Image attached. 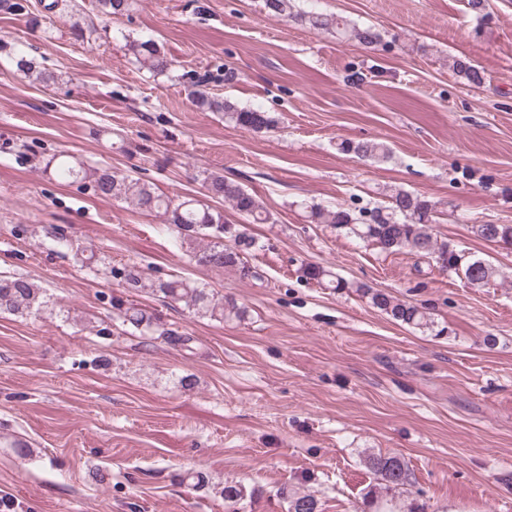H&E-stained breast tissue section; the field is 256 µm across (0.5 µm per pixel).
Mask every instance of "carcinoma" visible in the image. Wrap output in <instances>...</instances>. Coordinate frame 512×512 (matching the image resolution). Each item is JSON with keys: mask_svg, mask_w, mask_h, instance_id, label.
Returning a JSON list of instances; mask_svg holds the SVG:
<instances>
[{"mask_svg": "<svg viewBox=\"0 0 512 512\" xmlns=\"http://www.w3.org/2000/svg\"><path fill=\"white\" fill-rule=\"evenodd\" d=\"M98 12L104 16H119L129 9L128 0H97ZM264 8L277 18H293L315 30H334L340 36L356 40L365 47L380 42V34L373 26L352 25L343 18L326 13L293 12L292 0H264ZM127 51L140 66L154 72L171 66L162 47L153 39H133L126 43ZM453 68L474 86L484 83L483 72L468 61L456 60ZM200 105L214 112H222L235 126L261 133L277 127L278 121L270 113L257 109L240 108L235 103L201 99ZM343 154L358 158L380 160L389 157L390 148L375 140L353 141L344 139L337 144ZM56 176L64 181L76 180L82 169L74 166L67 155L53 160ZM208 194L228 202L232 209L251 224H265L270 215L258 197L240 183L219 173H209L203 179ZM97 192L114 199L131 201L143 212L164 216L165 223L173 226L179 235L180 247L186 249L190 260L196 264L216 269L232 268L243 279L257 277L247 256L256 249L258 242L236 224L224 221V215L214 212L194 197L172 198L159 193L152 185L118 176L110 169L96 172ZM385 201L373 208L351 210L342 206L331 209L311 206L309 218L316 224H332L347 231L362 242L371 243L385 254L403 252L420 258L435 259L448 269L462 271L467 282L484 287L494 278V268L482 259L472 258L450 245L438 242L429 231V225L436 223L435 205L404 188L389 187L384 191ZM474 234L486 241L511 242L512 224H475ZM303 275L329 288L343 290L354 288L362 294H370L371 304L385 312L396 322L414 328L430 329L432 321L423 308L400 302L384 292H373L365 284L349 283L319 265H307ZM130 288H148L155 295L187 307L214 319L242 320L245 310L232 302L224 303L215 299L213 293L196 283L183 278L151 281L143 277L135 267L125 273ZM42 292L28 279L17 275H0V314H40L44 301ZM116 319L123 325L137 331L158 332L169 336L178 344L189 347L191 338L176 336V332L161 328L159 319L137 305L122 299H111ZM368 468L378 480V488L367 493L363 500L362 512H423L413 506L401 505L395 491L408 480L407 466L396 456H371ZM230 512H238L237 505L244 503L248 490L238 481L224 483L221 490ZM287 512H318V501L311 494L293 495L287 498Z\"/></svg>", "mask_w": 512, "mask_h": 512, "instance_id": "carcinoma-1", "label": "carcinoma"}]
</instances>
